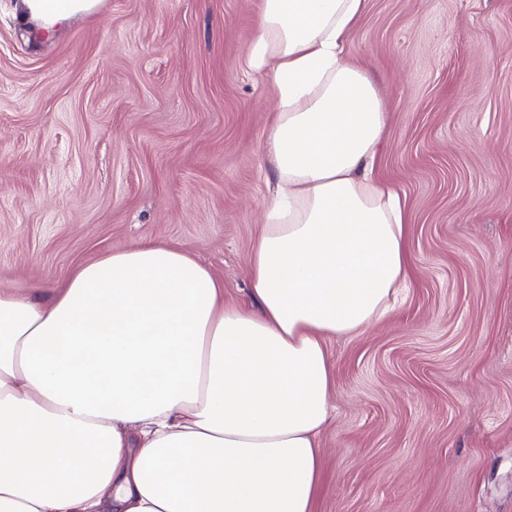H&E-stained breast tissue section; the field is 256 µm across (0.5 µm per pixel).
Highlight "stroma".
<instances>
[{
	"label": "stroma",
	"instance_id": "obj_1",
	"mask_svg": "<svg viewBox=\"0 0 512 512\" xmlns=\"http://www.w3.org/2000/svg\"><path fill=\"white\" fill-rule=\"evenodd\" d=\"M0 0V287L105 251L192 253L250 304L273 180L261 0H101L47 37ZM389 113L411 280L330 338L315 512H512V0H366L350 32Z\"/></svg>",
	"mask_w": 512,
	"mask_h": 512
}]
</instances>
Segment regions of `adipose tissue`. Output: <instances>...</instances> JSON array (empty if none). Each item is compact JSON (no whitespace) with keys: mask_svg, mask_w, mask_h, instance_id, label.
Masks as SVG:
<instances>
[{"mask_svg":"<svg viewBox=\"0 0 512 512\" xmlns=\"http://www.w3.org/2000/svg\"><path fill=\"white\" fill-rule=\"evenodd\" d=\"M98 0H22L54 32ZM365 0H262L276 185L252 306L188 251L143 242L49 294L0 288V512H314L332 336L407 288L405 200L375 168L389 116L345 56Z\"/></svg>","mask_w":512,"mask_h":512,"instance_id":"adipose-tissue-1","label":"adipose tissue"}]
</instances>
